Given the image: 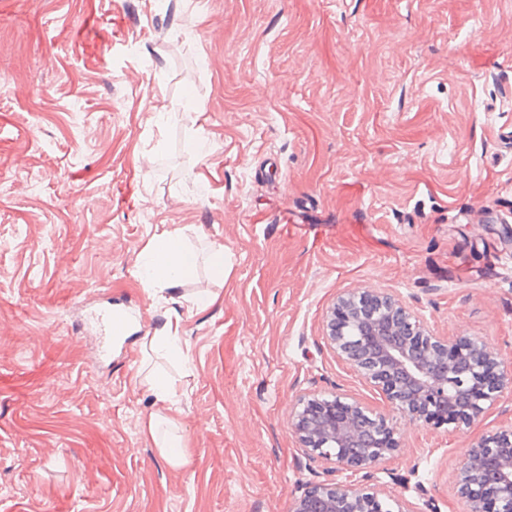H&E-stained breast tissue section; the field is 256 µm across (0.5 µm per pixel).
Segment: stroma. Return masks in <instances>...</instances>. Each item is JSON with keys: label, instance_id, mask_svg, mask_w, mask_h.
<instances>
[{"label": "stroma", "instance_id": "1", "mask_svg": "<svg viewBox=\"0 0 512 512\" xmlns=\"http://www.w3.org/2000/svg\"><path fill=\"white\" fill-rule=\"evenodd\" d=\"M511 131L512 0H0V512H290L362 480L290 429L331 392L398 431L376 487L467 512L456 468L512 391L467 426L410 422L323 321L387 294L512 369ZM164 233L198 264L144 287ZM92 298L144 336L178 319L185 363L102 358ZM143 372L177 381L189 466L143 429Z\"/></svg>", "mask_w": 512, "mask_h": 512}]
</instances>
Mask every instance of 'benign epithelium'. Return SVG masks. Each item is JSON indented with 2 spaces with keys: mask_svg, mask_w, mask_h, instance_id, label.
<instances>
[{
  "mask_svg": "<svg viewBox=\"0 0 512 512\" xmlns=\"http://www.w3.org/2000/svg\"><path fill=\"white\" fill-rule=\"evenodd\" d=\"M325 338L336 354L393 408L413 422L442 427L481 419L512 390V370L481 339L433 333L387 295L348 292L325 317ZM299 447L335 470L365 472L401 448L385 415L344 394L299 398L289 413ZM457 494L469 512H512V426L471 443L455 471ZM291 512H415L399 496L369 483H315Z\"/></svg>",
  "mask_w": 512,
  "mask_h": 512,
  "instance_id": "1",
  "label": "benign epithelium"
}]
</instances>
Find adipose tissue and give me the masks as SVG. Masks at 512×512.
I'll list each match as a JSON object with an SVG mask.
<instances>
[{"mask_svg": "<svg viewBox=\"0 0 512 512\" xmlns=\"http://www.w3.org/2000/svg\"><path fill=\"white\" fill-rule=\"evenodd\" d=\"M145 252L150 260L145 264L141 277L146 285L164 283L173 288L190 276L196 266L195 254L186 249L180 236L162 234L156 236L146 247ZM166 416L150 415L143 428L154 447L159 448L161 455L172 465L184 466L189 462L185 444L180 435L163 432L162 424Z\"/></svg>", "mask_w": 512, "mask_h": 512, "instance_id": "obj_1", "label": "adipose tissue"}]
</instances>
